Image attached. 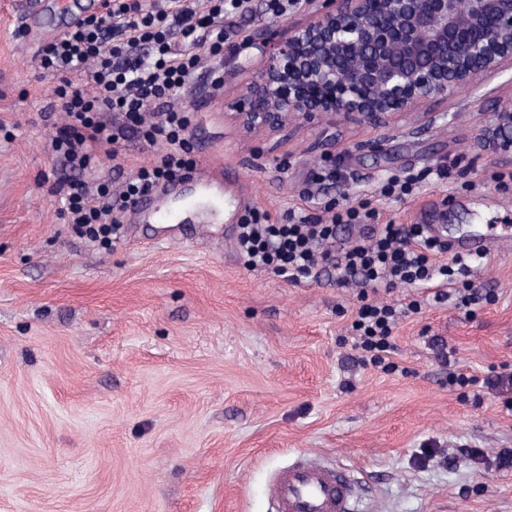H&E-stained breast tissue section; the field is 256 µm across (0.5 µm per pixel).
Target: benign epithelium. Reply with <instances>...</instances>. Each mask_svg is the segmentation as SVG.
Masks as SVG:
<instances>
[{
    "label": "benign epithelium",
    "instance_id": "1",
    "mask_svg": "<svg viewBox=\"0 0 512 512\" xmlns=\"http://www.w3.org/2000/svg\"><path fill=\"white\" fill-rule=\"evenodd\" d=\"M507 67L512 0H328L269 48L237 119L251 133L317 116L332 128L391 131L405 118L417 135L440 117L424 104ZM475 142L512 163V107L495 109Z\"/></svg>",
    "mask_w": 512,
    "mask_h": 512
}]
</instances>
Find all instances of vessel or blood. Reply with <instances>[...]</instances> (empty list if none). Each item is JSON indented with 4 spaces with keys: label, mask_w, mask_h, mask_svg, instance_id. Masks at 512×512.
<instances>
[{
    "label": "vessel or blood",
    "mask_w": 512,
    "mask_h": 512,
    "mask_svg": "<svg viewBox=\"0 0 512 512\" xmlns=\"http://www.w3.org/2000/svg\"><path fill=\"white\" fill-rule=\"evenodd\" d=\"M495 234L453 240L456 254L477 257L501 244ZM274 512H358L355 478L350 470L303 456L277 470L267 489Z\"/></svg>",
    "instance_id": "b4317fda"
}]
</instances>
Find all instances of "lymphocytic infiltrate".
Instances as JSON below:
<instances>
[{
    "instance_id": "1",
    "label": "lymphocytic infiltrate",
    "mask_w": 512,
    "mask_h": 512,
    "mask_svg": "<svg viewBox=\"0 0 512 512\" xmlns=\"http://www.w3.org/2000/svg\"><path fill=\"white\" fill-rule=\"evenodd\" d=\"M243 3L207 0L202 12L181 0L172 10L155 12L143 10L140 0H112L107 13L82 18L43 49L39 66L55 78L57 104L67 116L51 143L65 165L93 169L97 148L114 157L132 139L149 147L160 143L167 147L126 179L120 192H113L108 181L92 191L82 181L60 183L58 192L69 222L79 234L111 244L122 213L135 197L182 178L189 170L190 120L171 102L190 84L200 56L175 51L170 36L180 31L193 44H206L209 54L220 55L222 21ZM152 107L158 110L156 119L145 122L143 114ZM374 217V212L348 207L327 218L291 214L286 223L278 224L255 208L241 220L236 248L247 269H270L295 283L314 278L317 268L330 266L342 284L389 290L446 283L456 285L458 305L466 307L481 299L480 289L467 279L469 258L456 254L451 261L440 262L448 246L430 238L422 224H383L378 231L332 250L338 226L354 227ZM398 315L391 304H359L351 333L363 365L397 371L389 356Z\"/></svg>"
}]
</instances>
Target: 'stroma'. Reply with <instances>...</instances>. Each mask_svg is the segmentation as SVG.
I'll return each mask as SVG.
<instances>
[{
  "label": "stroma",
  "instance_id": "1",
  "mask_svg": "<svg viewBox=\"0 0 512 512\" xmlns=\"http://www.w3.org/2000/svg\"><path fill=\"white\" fill-rule=\"evenodd\" d=\"M323 0L279 17L267 0L224 20L221 63L203 59L192 93L193 168L180 187L197 201L195 237L180 224L124 217L102 247L76 234L57 191L65 179L122 183L153 152L128 142L94 173L55 156L64 116L55 80L23 52L30 0H0V512H273L267 481L298 455L351 470L367 512H512V412L495 390L464 400L449 372L481 378L512 369V244L472 269L495 302L465 309L400 286L369 292L397 307L392 361L362 365L348 343L356 287L333 268L291 283L247 269L237 224L215 207L235 199L273 220L324 215L327 203L367 205L380 224H442L455 235L512 225L506 165L481 151L475 129L512 104V81L432 104L453 116L418 136L318 121L247 133L236 114L262 71L265 44L309 21ZM445 166L404 200L393 177ZM325 178L313 182L314 173ZM469 448L482 455L466 456Z\"/></svg>",
  "mask_w": 512,
  "mask_h": 512
}]
</instances>
